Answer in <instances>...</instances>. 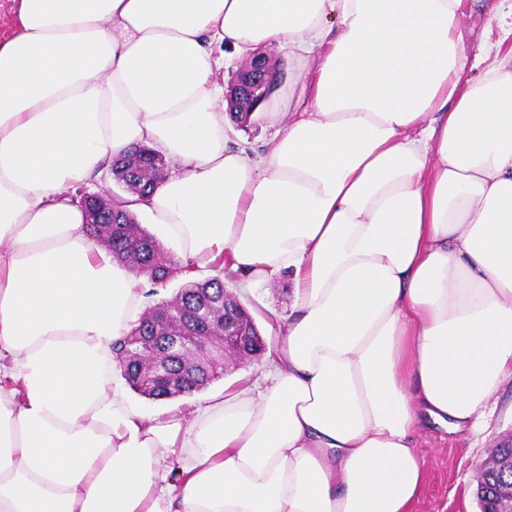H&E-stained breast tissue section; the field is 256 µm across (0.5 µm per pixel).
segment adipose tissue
Here are the masks:
<instances>
[{
    "label": "adipose tissue",
    "instance_id": "1",
    "mask_svg": "<svg viewBox=\"0 0 512 512\" xmlns=\"http://www.w3.org/2000/svg\"><path fill=\"white\" fill-rule=\"evenodd\" d=\"M467 0H12L0 38V512H412L421 426L474 432L512 383V57ZM288 52L260 150L225 60ZM496 53L498 66L476 72ZM132 203L197 278L287 274L270 383L134 408L112 344L137 278L68 188L134 146ZM500 3L499 0L478 1L461 18L460 29L467 42H477L481 38L489 11L497 8Z\"/></svg>",
    "mask_w": 512,
    "mask_h": 512
}]
</instances>
